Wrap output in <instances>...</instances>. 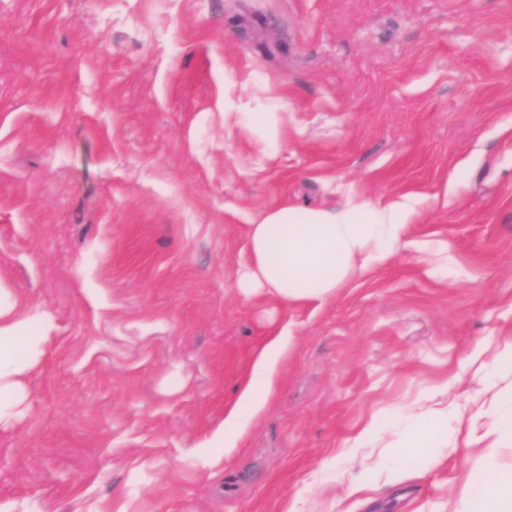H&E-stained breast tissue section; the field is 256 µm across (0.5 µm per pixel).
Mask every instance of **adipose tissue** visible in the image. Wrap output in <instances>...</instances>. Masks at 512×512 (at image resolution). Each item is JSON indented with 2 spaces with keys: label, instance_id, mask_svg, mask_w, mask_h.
Returning <instances> with one entry per match:
<instances>
[{
  "label": "adipose tissue",
  "instance_id": "obj_1",
  "mask_svg": "<svg viewBox=\"0 0 512 512\" xmlns=\"http://www.w3.org/2000/svg\"><path fill=\"white\" fill-rule=\"evenodd\" d=\"M415 209L407 202L360 201L339 210L282 207L260 212L249 224V256L235 282L250 298L265 295L281 304H326L354 276L393 259L408 248ZM53 327L48 314L20 312L13 289L0 287V429L23 417L27 378L45 354ZM289 345L285 335L269 337L254 359L239 400L214 432L217 448L235 447L246 426L266 407L274 390L278 362ZM484 368L490 378L489 408H477L468 425H451V405L420 404L392 420H365L355 444L384 443L397 458H448L449 436L477 449L462 490L469 512H512V471H487L486 461L512 447V338L500 344Z\"/></svg>",
  "mask_w": 512,
  "mask_h": 512
}]
</instances>
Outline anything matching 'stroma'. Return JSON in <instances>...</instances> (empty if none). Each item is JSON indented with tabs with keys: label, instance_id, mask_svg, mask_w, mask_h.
I'll return each instance as SVG.
<instances>
[{
	"label": "stroma",
	"instance_id": "stroma-1",
	"mask_svg": "<svg viewBox=\"0 0 512 512\" xmlns=\"http://www.w3.org/2000/svg\"><path fill=\"white\" fill-rule=\"evenodd\" d=\"M405 196L416 248L327 304L237 293L257 213ZM0 285L55 323L0 512H463L473 449L383 484L342 445L443 385L468 411L512 336V0H0ZM240 120L250 132L266 142L280 137V117L276 112H240ZM291 336H270L254 359L249 379L239 400L224 418V424L214 432L211 442L215 448H235L246 426L266 407L274 390L278 362L289 345Z\"/></svg>",
	"mask_w": 512,
	"mask_h": 512
}]
</instances>
